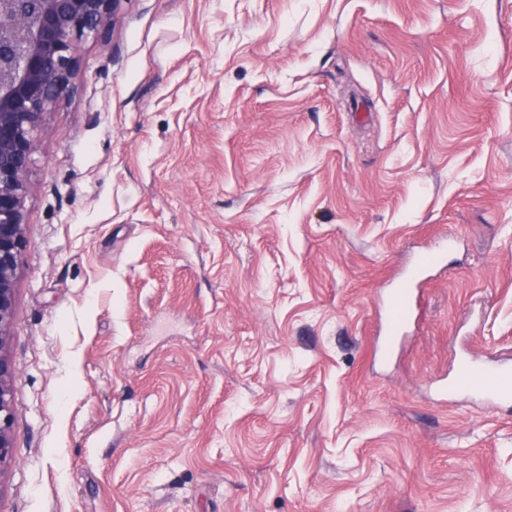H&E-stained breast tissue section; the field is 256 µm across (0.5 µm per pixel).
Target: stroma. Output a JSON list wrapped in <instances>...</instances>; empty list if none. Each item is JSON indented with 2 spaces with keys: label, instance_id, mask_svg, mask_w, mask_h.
Returning a JSON list of instances; mask_svg holds the SVG:
<instances>
[{
  "label": "stroma",
  "instance_id": "35a3bbf8",
  "mask_svg": "<svg viewBox=\"0 0 512 512\" xmlns=\"http://www.w3.org/2000/svg\"><path fill=\"white\" fill-rule=\"evenodd\" d=\"M74 56L0 512H512V410L433 385L512 357V0H121ZM439 261V253L436 251L427 252L419 257L413 270L405 280L395 289H392L389 297V308L391 313V324L394 336H388L391 340L404 332L410 318V303L408 294L410 287L417 282L420 275Z\"/></svg>",
  "mask_w": 512,
  "mask_h": 512
}]
</instances>
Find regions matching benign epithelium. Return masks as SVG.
<instances>
[{
    "mask_svg": "<svg viewBox=\"0 0 512 512\" xmlns=\"http://www.w3.org/2000/svg\"><path fill=\"white\" fill-rule=\"evenodd\" d=\"M121 0H0V467L13 448L8 355L17 270L26 243L27 176L36 132L50 108L73 97L75 44L117 23Z\"/></svg>",
    "mask_w": 512,
    "mask_h": 512,
    "instance_id": "benign-epithelium-1",
    "label": "benign epithelium"
}]
</instances>
